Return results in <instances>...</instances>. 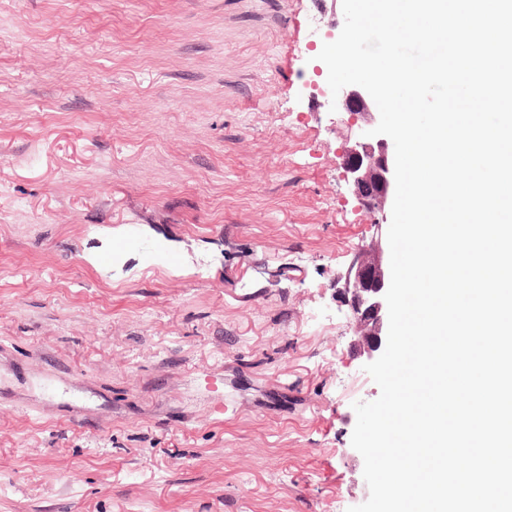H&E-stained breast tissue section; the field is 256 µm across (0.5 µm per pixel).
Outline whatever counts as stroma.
Wrapping results in <instances>:
<instances>
[{
  "label": "stroma",
  "instance_id": "1",
  "mask_svg": "<svg viewBox=\"0 0 512 512\" xmlns=\"http://www.w3.org/2000/svg\"><path fill=\"white\" fill-rule=\"evenodd\" d=\"M340 0H0V512H347L375 235Z\"/></svg>",
  "mask_w": 512,
  "mask_h": 512
}]
</instances>
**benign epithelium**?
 Here are the masks:
<instances>
[{"mask_svg":"<svg viewBox=\"0 0 512 512\" xmlns=\"http://www.w3.org/2000/svg\"><path fill=\"white\" fill-rule=\"evenodd\" d=\"M336 112L349 114L350 135L343 147V165L350 193L361 207L380 215L376 237L355 254L339 287L349 311L353 343L369 364L383 353L389 326L384 296L390 285L387 213L395 195V147L386 135H366L378 125L380 114L362 87H344L336 99Z\"/></svg>","mask_w":512,"mask_h":512,"instance_id":"7a95c632","label":"benign epithelium"}]
</instances>
